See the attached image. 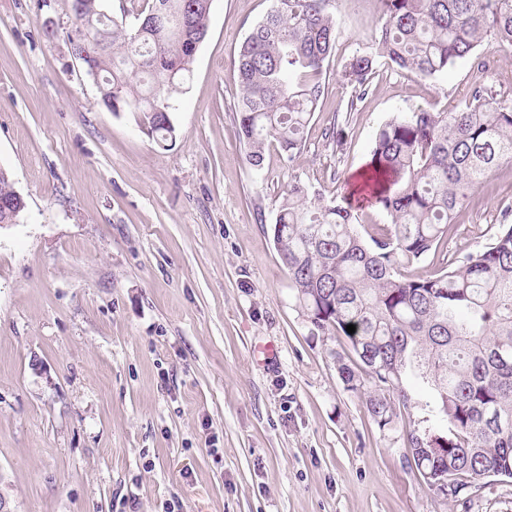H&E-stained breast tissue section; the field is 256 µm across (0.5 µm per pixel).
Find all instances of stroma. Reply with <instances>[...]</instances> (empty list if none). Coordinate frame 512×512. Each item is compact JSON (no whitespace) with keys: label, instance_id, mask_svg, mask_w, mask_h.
<instances>
[{"label":"stroma","instance_id":"stroma-1","mask_svg":"<svg viewBox=\"0 0 512 512\" xmlns=\"http://www.w3.org/2000/svg\"><path fill=\"white\" fill-rule=\"evenodd\" d=\"M69 5L0 0V167L26 203L0 228V488L13 512H512L511 479L478 480L464 503L427 489L404 423L380 431L344 390L331 354L347 342L311 335L269 232L289 182L335 196L400 113L448 111L477 83L512 103V47L485 40L484 71L379 66L350 112L341 75L371 51L382 3L331 0L336 45L305 144L290 157L269 145L256 168L236 67L272 0H212L165 149L100 104L71 54ZM333 125L343 150L324 136ZM510 205L505 164L409 274L484 246L512 225Z\"/></svg>","mask_w":512,"mask_h":512}]
</instances>
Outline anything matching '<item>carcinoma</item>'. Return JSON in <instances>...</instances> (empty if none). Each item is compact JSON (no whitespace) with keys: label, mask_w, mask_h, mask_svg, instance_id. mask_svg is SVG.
I'll return each instance as SVG.
<instances>
[{"label":"carcinoma","mask_w":512,"mask_h":512,"mask_svg":"<svg viewBox=\"0 0 512 512\" xmlns=\"http://www.w3.org/2000/svg\"><path fill=\"white\" fill-rule=\"evenodd\" d=\"M328 2L274 0L240 47L238 124L254 167L269 144L289 157L304 145L337 37ZM382 3L374 51L352 56L342 74L349 112L367 99L381 57L435 77L462 59L487 69L478 51L486 38L512 46V0ZM210 6L151 0L128 28L107 17L101 0H71L70 31L81 36L72 50L89 57L100 104L130 114L162 148L175 138L174 95L190 78ZM505 162H512V105L479 83L463 107L417 108L381 125L358 188L326 200L290 182L269 228L311 333L347 339L355 361L336 352V370L378 428L416 408L411 384L427 386L444 429L426 433L410 423L406 439L415 469L454 482L451 500L475 480L512 479V225L431 275L403 270L448 237L466 192ZM357 194L390 218L367 240ZM0 199L21 217L24 199L2 168Z\"/></svg>","instance_id":"obj_1"}]
</instances>
